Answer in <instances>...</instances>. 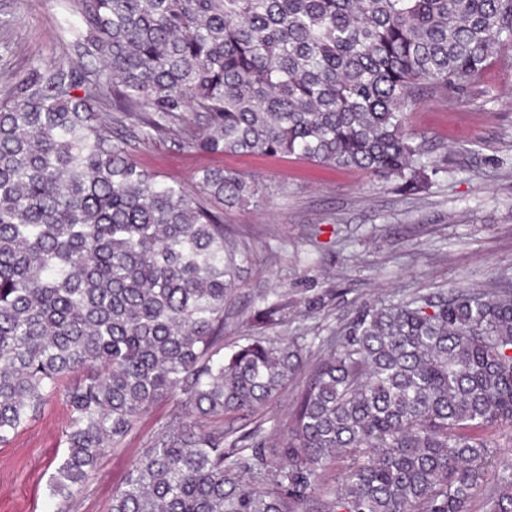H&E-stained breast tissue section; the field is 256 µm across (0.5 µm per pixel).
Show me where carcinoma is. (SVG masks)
<instances>
[{"label": "carcinoma", "instance_id": "carcinoma-1", "mask_svg": "<svg viewBox=\"0 0 512 512\" xmlns=\"http://www.w3.org/2000/svg\"><path fill=\"white\" fill-rule=\"evenodd\" d=\"M74 2L75 54L33 61L0 99V445L64 392L49 493L66 505L176 394L108 512H471L479 493L512 512V462L478 435L512 434L511 288L356 311L266 464L263 423H233L306 356L262 336L224 352L246 254L211 205L256 184L210 170L196 194L133 154L179 126L199 152L297 155L417 193L448 160H425L407 109L512 52V0Z\"/></svg>", "mask_w": 512, "mask_h": 512}]
</instances>
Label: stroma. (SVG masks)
<instances>
[{
    "mask_svg": "<svg viewBox=\"0 0 512 512\" xmlns=\"http://www.w3.org/2000/svg\"><path fill=\"white\" fill-rule=\"evenodd\" d=\"M78 24L70 0H0V98L33 60L67 49L66 30ZM408 122L429 150L448 157L447 172L419 196L298 156L197 153L181 147L174 130L135 146L139 166L170 184L192 188L203 171L230 169L258 186L224 210L249 254L224 311L225 345L245 336L293 338L314 357L362 307L452 286L512 289V55L499 57L475 88L411 107ZM268 300L284 308L263 323L256 313ZM303 388L296 377L269 408L267 448L278 445ZM173 406L162 399L140 416L75 493L70 512H107L113 488ZM68 420L55 396L0 446V512H58L48 485Z\"/></svg>",
    "mask_w": 512,
    "mask_h": 512,
    "instance_id": "obj_1",
    "label": "stroma"
}]
</instances>
